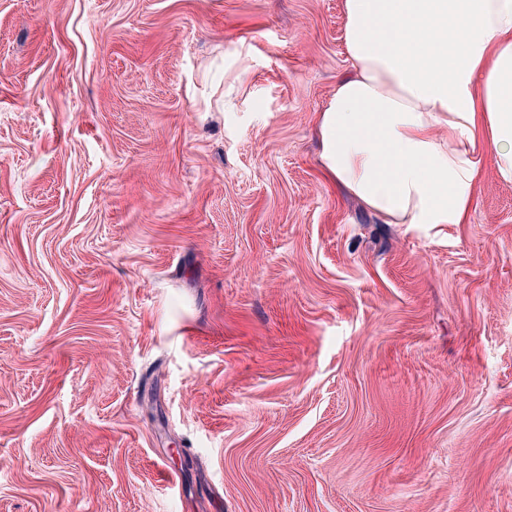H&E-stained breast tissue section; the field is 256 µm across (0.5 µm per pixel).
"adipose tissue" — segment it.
<instances>
[{
  "instance_id": "ef3b65f1",
  "label": "adipose tissue",
  "mask_w": 512,
  "mask_h": 512,
  "mask_svg": "<svg viewBox=\"0 0 512 512\" xmlns=\"http://www.w3.org/2000/svg\"><path fill=\"white\" fill-rule=\"evenodd\" d=\"M324 172L384 224H463L484 161L512 183V0H343Z\"/></svg>"
}]
</instances>
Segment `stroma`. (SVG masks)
<instances>
[{
	"instance_id": "1",
	"label": "stroma",
	"mask_w": 512,
	"mask_h": 512,
	"mask_svg": "<svg viewBox=\"0 0 512 512\" xmlns=\"http://www.w3.org/2000/svg\"><path fill=\"white\" fill-rule=\"evenodd\" d=\"M342 0H0V512H512V183L324 173Z\"/></svg>"
}]
</instances>
